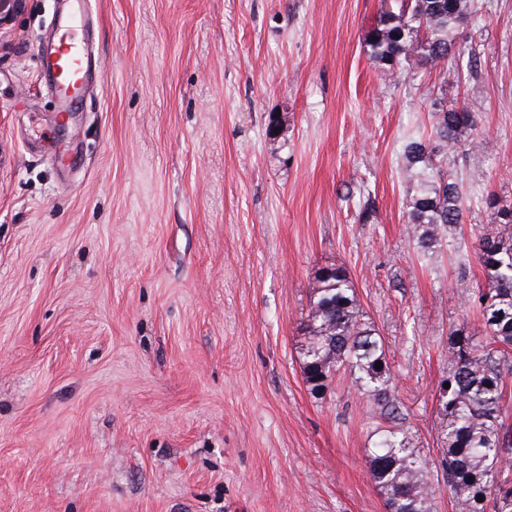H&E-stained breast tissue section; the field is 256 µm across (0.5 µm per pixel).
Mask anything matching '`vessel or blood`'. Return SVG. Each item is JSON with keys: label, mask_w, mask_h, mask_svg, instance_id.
Listing matches in <instances>:
<instances>
[{"label": "vessel or blood", "mask_w": 512, "mask_h": 512, "mask_svg": "<svg viewBox=\"0 0 512 512\" xmlns=\"http://www.w3.org/2000/svg\"><path fill=\"white\" fill-rule=\"evenodd\" d=\"M87 12L84 0H78L75 8L63 22L64 30L57 35L47 56L45 79L50 82L58 102V112L69 117L78 110L86 91L92 62L75 33L84 27Z\"/></svg>", "instance_id": "vessel-or-blood-1"}]
</instances>
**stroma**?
Segmentation results:
<instances>
[{
    "mask_svg": "<svg viewBox=\"0 0 512 512\" xmlns=\"http://www.w3.org/2000/svg\"><path fill=\"white\" fill-rule=\"evenodd\" d=\"M481 3L461 29L481 71L443 97L484 146L448 171L512 200V0ZM383 5L92 0L98 80L65 130L42 73L61 0L0 25V512H385L377 410L300 367L331 265L385 343L433 512H456L437 385L449 334L485 337L466 301L490 215L468 203L426 255L408 237L400 145L438 76L383 80Z\"/></svg>",
    "mask_w": 512,
    "mask_h": 512,
    "instance_id": "35a3bbf8",
    "label": "stroma"
}]
</instances>
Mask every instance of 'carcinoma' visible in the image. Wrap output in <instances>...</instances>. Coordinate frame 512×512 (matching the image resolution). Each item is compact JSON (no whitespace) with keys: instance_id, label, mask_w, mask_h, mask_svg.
Listing matches in <instances>:
<instances>
[{"instance_id":"1","label":"carcinoma","mask_w":512,"mask_h":512,"mask_svg":"<svg viewBox=\"0 0 512 512\" xmlns=\"http://www.w3.org/2000/svg\"><path fill=\"white\" fill-rule=\"evenodd\" d=\"M479 9L477 0H399L371 24L367 54L389 79L436 70L442 91L448 75L473 78L481 69L479 48L458 41L461 24ZM431 121L429 133L412 132L401 147L411 189L408 235L422 253L440 246L443 233L463 223L465 203L475 195L448 175V156L481 145L477 113L464 102L434 101ZM479 201L489 210L491 225L477 236L482 280L472 307L486 335L475 343L458 328L448 337V376L441 383L450 387H440L439 394L442 468L459 512H486L490 504L498 512H512V468L502 463L504 450L512 448V428L503 419V365L512 357V203L493 193ZM304 326L309 339L302 370L315 395L348 373L387 422L367 455L368 473L385 494L386 512H429L434 490L428 461L406 447L385 345L366 320L344 268L324 267L315 274Z\"/></svg>"}]
</instances>
